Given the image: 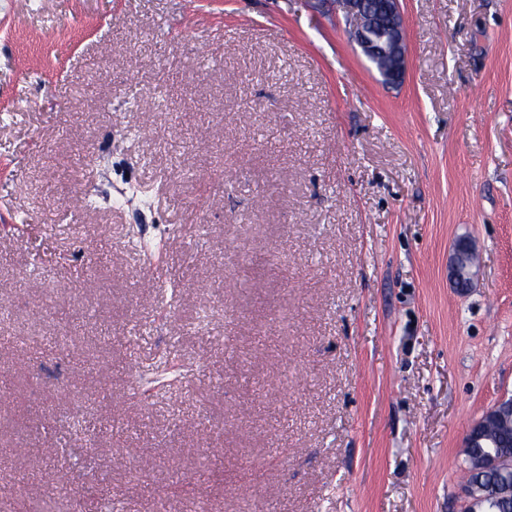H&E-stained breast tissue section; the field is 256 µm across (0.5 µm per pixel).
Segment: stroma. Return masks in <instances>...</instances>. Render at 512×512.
Masks as SVG:
<instances>
[{
    "label": "stroma",
    "instance_id": "stroma-1",
    "mask_svg": "<svg viewBox=\"0 0 512 512\" xmlns=\"http://www.w3.org/2000/svg\"><path fill=\"white\" fill-rule=\"evenodd\" d=\"M0 0V482L96 512H464L512 397V0ZM477 253L469 292L448 260ZM351 39L390 83L406 70L407 41L401 0H336ZM508 414L512 419V399H503L499 402L495 403L488 411H486L479 419L475 420L468 427L466 435L464 437V449L466 462L468 465V478L475 479L480 476V473H477L476 470V462L475 460L485 454L490 449L494 448L503 453H509L512 451L511 448H496L495 446H490L488 448H471L473 442L480 438L485 439L486 429L488 423L495 419L505 418Z\"/></svg>",
    "mask_w": 512,
    "mask_h": 512
}]
</instances>
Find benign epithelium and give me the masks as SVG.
Returning a JSON list of instances; mask_svg holds the SVG:
<instances>
[{"label": "benign epithelium", "mask_w": 512, "mask_h": 512, "mask_svg": "<svg viewBox=\"0 0 512 512\" xmlns=\"http://www.w3.org/2000/svg\"><path fill=\"white\" fill-rule=\"evenodd\" d=\"M340 7L351 39L361 49L369 62L378 67L381 77L390 83L402 79L406 70L407 41L404 27L401 0H336ZM475 263L473 244L462 241L456 245L450 259V273L461 291L472 287L471 268ZM512 415V399L495 403L479 419L468 427L464 437V447H472L473 442L486 436L488 423ZM483 470L511 471L512 457L497 454L487 455ZM478 482H467L465 510L470 512L473 505L481 504L482 512H498L501 502L512 497V485L494 486L489 482L488 490L477 495Z\"/></svg>", "instance_id": "benign-epithelium-1"}]
</instances>
